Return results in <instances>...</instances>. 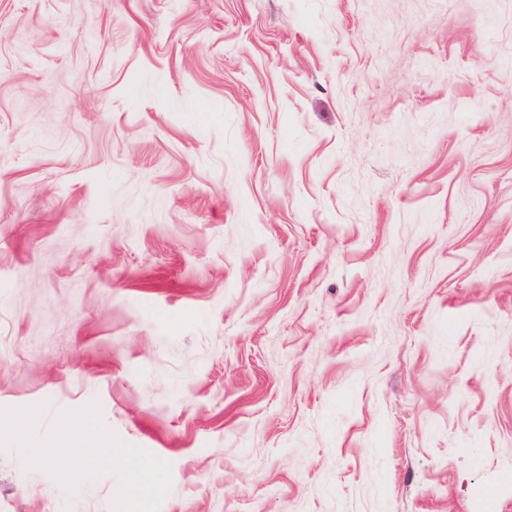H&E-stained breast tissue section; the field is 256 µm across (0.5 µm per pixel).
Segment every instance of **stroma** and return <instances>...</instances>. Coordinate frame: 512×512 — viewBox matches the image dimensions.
<instances>
[{
  "mask_svg": "<svg viewBox=\"0 0 512 512\" xmlns=\"http://www.w3.org/2000/svg\"><path fill=\"white\" fill-rule=\"evenodd\" d=\"M0 512H512V0H0Z\"/></svg>",
  "mask_w": 512,
  "mask_h": 512,
  "instance_id": "35a3bbf8",
  "label": "stroma"
}]
</instances>
